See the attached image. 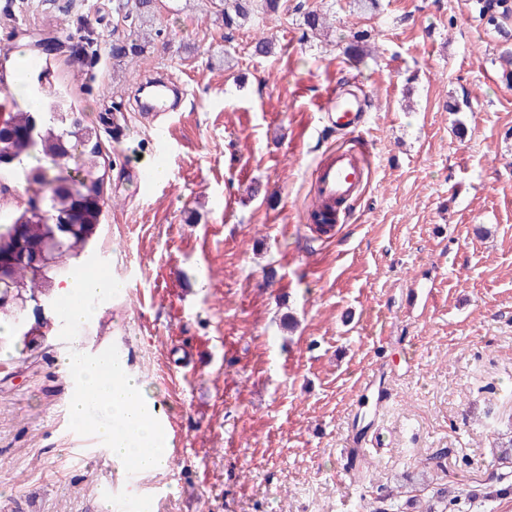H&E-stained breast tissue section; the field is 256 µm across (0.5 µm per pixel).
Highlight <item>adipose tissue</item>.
Returning a JSON list of instances; mask_svg holds the SVG:
<instances>
[{
    "mask_svg": "<svg viewBox=\"0 0 512 512\" xmlns=\"http://www.w3.org/2000/svg\"><path fill=\"white\" fill-rule=\"evenodd\" d=\"M66 364L88 394L87 400L72 404L73 420L81 421L87 408L95 407L100 413L98 435L109 443L115 459L143 473L166 468L169 453L162 427L123 362L74 353Z\"/></svg>",
    "mask_w": 512,
    "mask_h": 512,
    "instance_id": "1",
    "label": "adipose tissue"
}]
</instances>
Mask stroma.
<instances>
[{"instance_id":"stroma-1","label":"stroma","mask_w":512,"mask_h":512,"mask_svg":"<svg viewBox=\"0 0 512 512\" xmlns=\"http://www.w3.org/2000/svg\"><path fill=\"white\" fill-rule=\"evenodd\" d=\"M155 3L153 48L118 64L117 0H0L8 73L50 67L99 131L107 207L80 267L123 285L0 354V512H104L115 491L146 512H371L438 451L460 512H512V23L472 0H287L230 31L211 0ZM156 72L183 98L148 125ZM349 84L372 174L324 239L305 226L337 140L317 104ZM161 151L166 178L139 187ZM115 341L167 415L169 464L138 483L69 411L66 357Z\"/></svg>"}]
</instances>
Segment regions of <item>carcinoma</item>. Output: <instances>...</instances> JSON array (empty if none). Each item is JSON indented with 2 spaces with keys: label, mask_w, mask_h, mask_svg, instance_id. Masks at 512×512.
Returning a JSON list of instances; mask_svg holds the SVG:
<instances>
[{
  "label": "carcinoma",
  "mask_w": 512,
  "mask_h": 512,
  "mask_svg": "<svg viewBox=\"0 0 512 512\" xmlns=\"http://www.w3.org/2000/svg\"><path fill=\"white\" fill-rule=\"evenodd\" d=\"M152 0H123L125 14L134 20L126 41L112 43V59H138L147 52L151 41L148 24L153 19ZM217 12L224 28L232 30L244 25L258 13H276L281 0H216ZM51 74L43 69L37 75L38 88L18 100L12 91L14 80L0 73V104L12 107L8 123L12 130H0V192L7 183L24 184L28 194L21 208H0V253L15 248L12 228L26 226L34 240L43 239L50 231L56 239L50 246V264L46 270H34L17 265L11 279L0 282V296L16 297L17 289L38 297L55 310L63 297L56 284L73 277L80 258L91 241L86 233L101 224L105 161L96 129L82 117L66 88L50 87ZM79 171V180L66 183L68 170ZM78 220L83 227L71 234L61 225ZM8 327L9 335L0 334V346L25 343L29 346L41 340L30 336L25 308L14 302L11 312L0 310V322Z\"/></svg>",
  "instance_id": "cac0c4a2"
}]
</instances>
